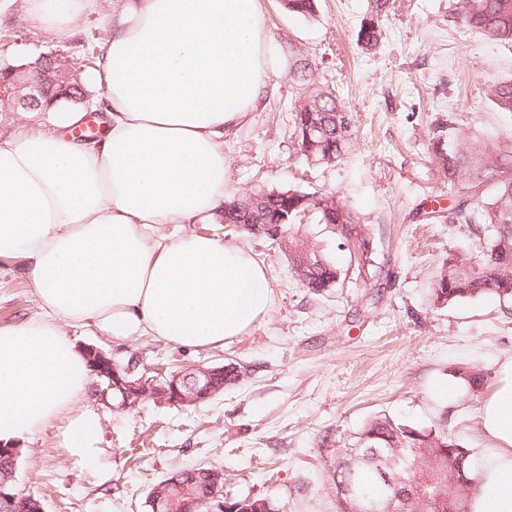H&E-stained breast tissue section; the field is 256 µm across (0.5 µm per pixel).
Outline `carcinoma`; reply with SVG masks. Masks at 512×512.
Segmentation results:
<instances>
[{
	"instance_id": "cac0c4a2",
	"label": "carcinoma",
	"mask_w": 512,
	"mask_h": 512,
	"mask_svg": "<svg viewBox=\"0 0 512 512\" xmlns=\"http://www.w3.org/2000/svg\"><path fill=\"white\" fill-rule=\"evenodd\" d=\"M392 0H370L369 18L362 22L357 44L366 50L376 47L385 35L384 21ZM458 21L467 30L493 40L512 43V0H456ZM294 75L304 94L292 110V135L303 156L312 163L331 164L343 159L357 145V120L332 93L315 87V68L303 58L292 62ZM80 76L56 85L42 101L54 99L80 88ZM486 97L500 111L512 112V78L486 86ZM429 149L443 184L448 187V221L464 224L476 241L473 250L448 252L436 275L432 303L446 307L463 299L494 297L512 302V137L492 139L453 122L432 127ZM314 212L318 223L357 251L358 273L370 260L371 229L347 202L333 194L308 197L296 191H269L263 196L245 194L224 203V223L242 232L264 236L283 248L288 244V260L300 285L314 294L334 287L342 271L320 254L308 237L299 234L294 218ZM288 215L281 224L279 238L266 232L264 225ZM371 448H422L412 482L436 477V485L426 488L409 512H467L469 497L478 490L471 464L470 449L449 433L446 419L427 427H412L387 415L374 416L364 423L353 444L336 451L334 482H348L375 500L384 484L382 472L389 468L374 457ZM464 460V481L448 482V471L457 460ZM251 512H279L267 498L241 499Z\"/></svg>"
}]
</instances>
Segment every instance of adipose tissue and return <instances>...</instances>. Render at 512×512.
Wrapping results in <instances>:
<instances>
[{"mask_svg":"<svg viewBox=\"0 0 512 512\" xmlns=\"http://www.w3.org/2000/svg\"><path fill=\"white\" fill-rule=\"evenodd\" d=\"M86 0H29L31 18L74 25ZM260 0H130L112 19L100 137L61 104L0 135V258L21 261L36 318L0 326V444L58 425L92 465L77 331L216 347L270 311L264 269L241 246L194 232L224 221V135L246 123L271 70ZM488 445L469 512H512V357L483 402Z\"/></svg>","mask_w":512,"mask_h":512,"instance_id":"ef3b65f1","label":"adipose tissue"}]
</instances>
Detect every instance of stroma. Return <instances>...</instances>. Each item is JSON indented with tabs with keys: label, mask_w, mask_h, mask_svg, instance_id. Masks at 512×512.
<instances>
[{
	"label": "stroma",
	"mask_w": 512,
	"mask_h": 512,
	"mask_svg": "<svg viewBox=\"0 0 512 512\" xmlns=\"http://www.w3.org/2000/svg\"><path fill=\"white\" fill-rule=\"evenodd\" d=\"M385 36L362 51L356 35L368 0H316V12H288L263 0L264 26L277 64L263 103L224 139L230 195L293 190L348 200L374 233L367 275L347 246L319 230L313 213L300 232L346 271L314 295L302 288L288 255L266 238L222 224L194 230L250 250L267 274L273 305L245 334L215 348H187L151 336L77 338L119 363L137 360L154 378L232 364L242 377L215 398L188 408L147 399L124 409L92 380L87 403L98 411L103 450L88 470L60 445L57 427L22 441L15 489L41 499L45 512H151L152 489L191 467L224 472V498L264 497L283 512H336L331 463L365 421L388 415L411 426L446 419L462 445L481 451V399L460 387L454 399L437 386L462 367L480 369L494 388L500 362L512 357V304L493 297L448 307L431 303L448 252L469 248L465 225L452 224L437 197L442 183L427 151L432 126L452 121L492 137H512V112L498 111L486 82L512 77V43L470 34L453 19L455 0H393ZM117 0H96L78 25L45 27L27 0H0V64L39 55L98 54ZM296 52L316 67L318 86L357 115L359 145L329 165L307 163L291 136V109L302 86L289 72ZM19 262L0 259V326L38 314Z\"/></svg>",
	"instance_id": "35a3bbf8"
}]
</instances>
